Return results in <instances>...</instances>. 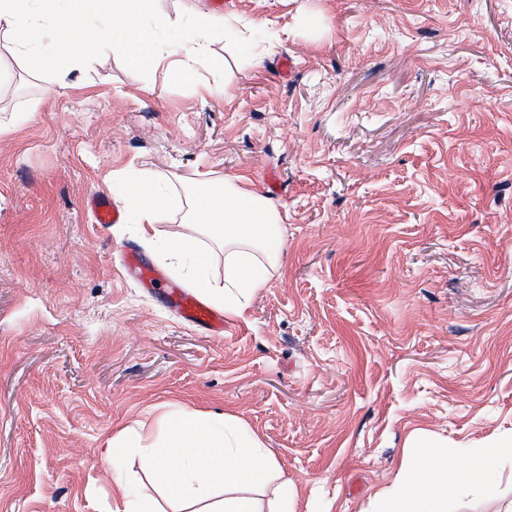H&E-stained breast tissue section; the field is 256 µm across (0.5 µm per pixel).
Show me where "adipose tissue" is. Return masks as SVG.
Instances as JSON below:
<instances>
[{
	"label": "adipose tissue",
	"mask_w": 512,
	"mask_h": 512,
	"mask_svg": "<svg viewBox=\"0 0 512 512\" xmlns=\"http://www.w3.org/2000/svg\"><path fill=\"white\" fill-rule=\"evenodd\" d=\"M106 6L114 53L132 63L155 67L175 56L177 75L191 77L210 64L212 51L204 35L212 19L200 13L196 0H180L176 14L153 10L150 0H68L64 8L46 6L32 13L29 0H0V31L14 51L37 69H52L72 60L74 45L86 38L85 17ZM153 11V27L140 23ZM186 19L196 29L172 49L150 56L136 51L155 30L174 28ZM124 194L135 204L140 226L169 223L173 215L197 225L224 250V280L204 276L209 250L198 248L191 237L173 230L161 242L159 257L184 277L199 294L223 304L225 311L242 314L248 300L266 287L281 266L284 218L268 199L238 177L215 178L197 173L189 190H158L149 178L130 180ZM196 255L195 266L184 263L187 252ZM141 450V464L165 495L181 504V512H288L292 489L281 483L269 504L258 497L278 470L276 459L261 437L240 419L221 411L181 409L162 412L158 430L137 443L125 433L112 438V454L122 458L129 446ZM512 455V440L462 449L457 464H449L434 446L420 441L414 446V466L397 473L391 487L377 496L374 512H448L450 502L470 496L487 497L505 455Z\"/></svg>",
	"instance_id": "obj_1"
}]
</instances>
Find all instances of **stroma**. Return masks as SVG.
Returning <instances> with one entry per match:
<instances>
[{
	"label": "stroma",
	"instance_id": "1",
	"mask_svg": "<svg viewBox=\"0 0 512 512\" xmlns=\"http://www.w3.org/2000/svg\"><path fill=\"white\" fill-rule=\"evenodd\" d=\"M194 79L113 53L30 70L0 37V512H112L113 432L158 406L241 417L293 512H366L409 461L512 437V0H224ZM293 59L292 71L281 68ZM221 83L223 92H208ZM248 179L286 253L223 336L124 279L158 265L121 172ZM87 207L93 213L95 224L106 225L120 223V213L112 206V203L106 195L99 194L90 197L87 201ZM116 264L124 278L136 280L147 290H154L162 281L161 274L133 249L123 250Z\"/></svg>",
	"mask_w": 512,
	"mask_h": 512
}]
</instances>
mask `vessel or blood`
Segmentation results:
<instances>
[{
    "label": "vessel or blood",
    "mask_w": 512,
    "mask_h": 512,
    "mask_svg": "<svg viewBox=\"0 0 512 512\" xmlns=\"http://www.w3.org/2000/svg\"><path fill=\"white\" fill-rule=\"evenodd\" d=\"M95 223L116 224L121 220L106 195L92 196L87 201ZM117 267L124 278L136 280L142 288L152 290L163 287L166 304L186 323L199 328L212 336L224 333V316L211 309L201 299L174 283H163L161 274L145 262L140 254L132 249L124 250L117 261Z\"/></svg>",
    "instance_id": "1"
}]
</instances>
